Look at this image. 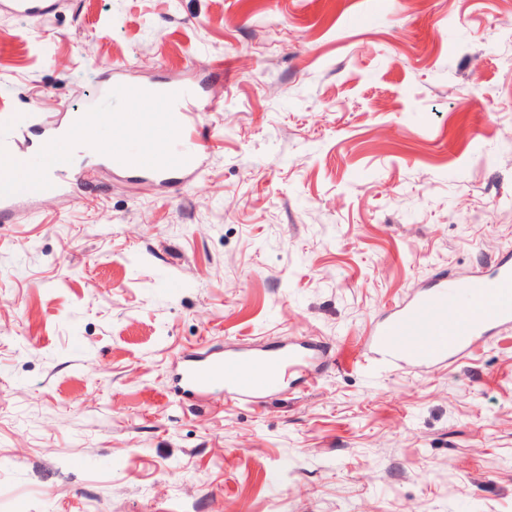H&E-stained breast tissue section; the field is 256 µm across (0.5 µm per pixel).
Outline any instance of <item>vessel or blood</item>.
I'll use <instances>...</instances> for the list:
<instances>
[{"label": "vessel or blood", "instance_id": "b4317fda", "mask_svg": "<svg viewBox=\"0 0 512 512\" xmlns=\"http://www.w3.org/2000/svg\"><path fill=\"white\" fill-rule=\"evenodd\" d=\"M46 0H7L20 17L46 14ZM115 100L138 102L132 114L114 113L113 121L129 130L126 139L95 148L108 166L135 169L176 186L185 172L212 147L206 123L207 109L198 108L199 90L191 84L157 86L113 78L104 91ZM24 120L0 114V162L8 174L0 176V214L8 215L11 201L20 194L77 193L82 174L71 164V150L85 140L89 128L70 121L62 133L51 135L39 158L13 152ZM512 325V257L503 256L489 273L462 281L439 278L423 292L376 317L362 360L396 369L460 360L479 342L489 341L501 328ZM304 347H281L268 354L235 353L199 358L188 355L179 382L183 391L224 389L233 401H253L275 391L288 376L306 369Z\"/></svg>", "mask_w": 512, "mask_h": 512}]
</instances>
